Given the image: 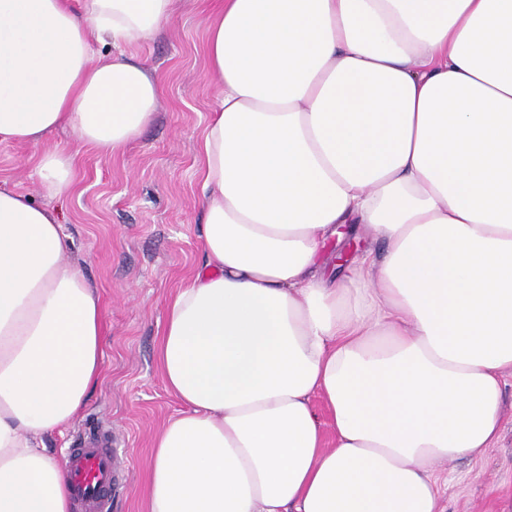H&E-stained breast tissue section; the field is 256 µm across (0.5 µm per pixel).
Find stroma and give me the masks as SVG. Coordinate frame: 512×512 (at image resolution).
<instances>
[{
    "label": "stroma",
    "instance_id": "obj_1",
    "mask_svg": "<svg viewBox=\"0 0 512 512\" xmlns=\"http://www.w3.org/2000/svg\"><path fill=\"white\" fill-rule=\"evenodd\" d=\"M214 0H174L170 21L127 47L160 82L154 121L125 148L103 153L70 128L45 147L72 162L73 183L46 197L38 168L43 147L0 143V184L54 209L69 238L65 259L96 287L106 336L103 374L86 405L45 445L63 458L93 423L110 427L130 461L117 512H146V479L155 433L180 409L164 387L155 350L171 295L203 261L204 199L199 145L219 87L209 71L206 29ZM384 250L361 225L347 224L320 255L326 275L344 277L361 250ZM501 435L477 458L442 464L445 512H512V371L503 378Z\"/></svg>",
    "mask_w": 512,
    "mask_h": 512
}]
</instances>
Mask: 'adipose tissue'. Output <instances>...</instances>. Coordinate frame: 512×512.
I'll use <instances>...</instances> for the list:
<instances>
[{"label": "adipose tissue", "mask_w": 512, "mask_h": 512, "mask_svg": "<svg viewBox=\"0 0 512 512\" xmlns=\"http://www.w3.org/2000/svg\"><path fill=\"white\" fill-rule=\"evenodd\" d=\"M172 10L0 0V142L139 136L159 86L124 48ZM207 50L204 263L156 352L182 409L148 512H443L438 467L496 443L512 370V0H217ZM342 224L385 256L330 279ZM67 247L0 188V512H71L43 438L86 404L105 329Z\"/></svg>", "instance_id": "obj_1"}]
</instances>
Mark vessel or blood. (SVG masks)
<instances>
[{"instance_id":"obj_1","label":"vessel or blood","mask_w":512,"mask_h":512,"mask_svg":"<svg viewBox=\"0 0 512 512\" xmlns=\"http://www.w3.org/2000/svg\"><path fill=\"white\" fill-rule=\"evenodd\" d=\"M63 465L77 512H112V493L124 485L129 466L110 432L68 449Z\"/></svg>"}]
</instances>
